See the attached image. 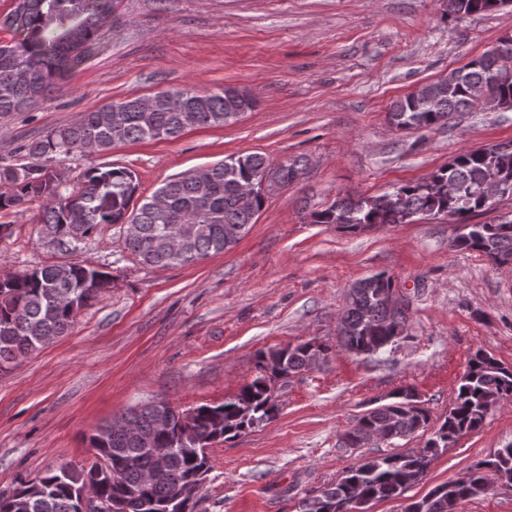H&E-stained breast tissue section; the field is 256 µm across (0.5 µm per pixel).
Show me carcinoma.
<instances>
[{"label": "carcinoma", "instance_id": "cac0c4a2", "mask_svg": "<svg viewBox=\"0 0 512 512\" xmlns=\"http://www.w3.org/2000/svg\"><path fill=\"white\" fill-rule=\"evenodd\" d=\"M0 20L11 35L0 40V114L19 112L45 97L89 56L99 31L108 23L112 0H27ZM512 0H447L448 14L474 15L509 6ZM500 48L472 58L448 76L422 86L393 102L390 123L397 129L444 127L453 114L487 104L512 105V37ZM256 105L244 88L226 86L217 92L167 89L151 95L111 102L83 112L72 123L20 145L19 162L0 165V211H20L38 198L39 241L74 251L102 224H119L124 249L141 264L168 268L232 249L239 239L224 238L232 224L245 236L256 223L269 194L299 176L296 163H275L253 152L231 155L201 170L177 176L150 196L138 194L135 172L122 165L93 167L78 186H64L52 166L58 155L103 154L126 142L175 140L192 128L224 126ZM508 186L512 197V141L465 150L423 182L409 183L359 200L338 197L313 213V223L343 229L410 224L415 217L444 215L461 227L452 247L482 254L492 264L512 257V218L473 224L471 217L492 205L488 183ZM112 287V276L79 262H62L0 277V368L65 335L79 311ZM395 288L384 272L355 282L347 294L336 346L359 354L368 345L388 348L408 329L409 311L387 307ZM333 346L305 341L257 353V375L216 405L194 408L193 425L168 406L167 427L159 428L156 403L124 414L135 434L110 421L89 437L96 459L81 468L61 467L34 479L21 478L9 492H0V512H86L96 501L105 512H194L212 469L207 446L233 440L274 418L276 383L310 369L314 358L326 362ZM411 387H399L388 402L366 410L341 438L360 448L374 432L403 439L428 426V410L407 409ZM512 400V367L478 350L468 362L451 407L422 456L410 450L360 456L333 484L305 497L302 512H348L353 501L372 504L401 497L426 476L432 461L460 432L480 429L486 419L484 400ZM169 448L163 467L151 449ZM468 485L439 484L412 501L409 512H448L454 498L487 494L495 476L512 484V445L497 449L470 469Z\"/></svg>", "mask_w": 512, "mask_h": 512}]
</instances>
